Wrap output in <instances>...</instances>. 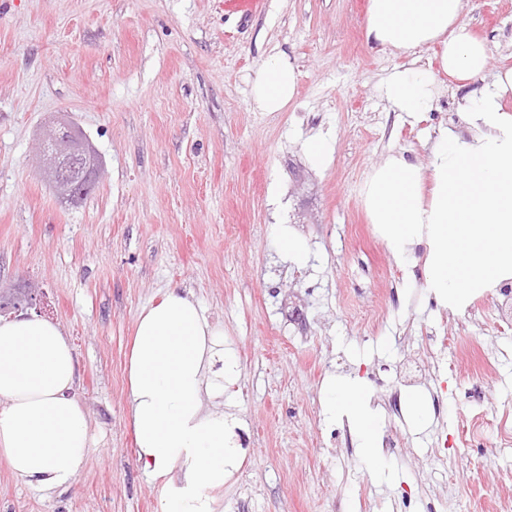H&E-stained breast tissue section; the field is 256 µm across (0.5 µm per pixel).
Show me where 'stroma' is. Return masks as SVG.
I'll list each match as a JSON object with an SVG mask.
<instances>
[{
    "mask_svg": "<svg viewBox=\"0 0 512 512\" xmlns=\"http://www.w3.org/2000/svg\"><path fill=\"white\" fill-rule=\"evenodd\" d=\"M367 5L270 0L242 26L216 0H0V295L36 284L34 302L6 314L69 336L91 436L63 492L37 493L0 463V512H161L163 484L136 458L125 361L140 311L173 286L193 292L238 365L224 409L248 439L217 492L224 512H330L338 501L351 512H512V446L491 429L458 443L473 417L512 416V315L469 320L505 299L440 305L423 247L394 258L361 198L388 154L426 167L438 128L467 130L457 83L436 48L420 49L437 105L416 119L392 111L380 87L408 59L366 42ZM463 20L487 42L490 70L512 67V0H466ZM276 53L296 94L265 113L252 81ZM63 114L103 165L76 206L33 160ZM316 134L331 141L324 166L304 149ZM283 226L307 241L305 264L284 260ZM431 334L461 345L431 357ZM485 356L490 374L473 378ZM334 379L368 391L384 442L376 466L324 411ZM392 392L422 394L428 422L391 408Z\"/></svg>",
    "mask_w": 512,
    "mask_h": 512,
    "instance_id": "1",
    "label": "stroma"
}]
</instances>
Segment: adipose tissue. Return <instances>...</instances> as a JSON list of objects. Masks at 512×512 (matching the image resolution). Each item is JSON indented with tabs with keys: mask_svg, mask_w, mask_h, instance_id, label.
I'll list each match as a JSON object with an SVG mask.
<instances>
[{
	"mask_svg": "<svg viewBox=\"0 0 512 512\" xmlns=\"http://www.w3.org/2000/svg\"><path fill=\"white\" fill-rule=\"evenodd\" d=\"M464 8L465 0H368L364 36L398 56L438 47L441 70L468 85L488 73L490 49L463 22ZM491 76L458 101L469 134L438 129L427 169L387 155L362 190L394 257L426 245V284L451 310L512 280V68ZM295 91L284 55L262 62L252 85L257 109L282 111ZM381 92L412 118L434 103L427 76L412 65L389 74ZM126 372L137 459L164 483L162 512H221L215 491L244 445L240 422L223 405L224 383L237 373L223 332L190 293L167 289L137 318ZM75 384L74 347L59 326L0 318V461L35 491L69 488L85 463L90 432ZM328 392L329 414L351 419L365 456L377 459L364 386L332 383ZM207 398L214 408L204 407Z\"/></svg>",
	"mask_w": 512,
	"mask_h": 512,
	"instance_id": "obj_1",
	"label": "adipose tissue"
}]
</instances>
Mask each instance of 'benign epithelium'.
<instances>
[{
    "mask_svg": "<svg viewBox=\"0 0 512 512\" xmlns=\"http://www.w3.org/2000/svg\"><path fill=\"white\" fill-rule=\"evenodd\" d=\"M43 157V175L63 200H77L93 184L99 156L82 131L67 119L58 118L49 126Z\"/></svg>",
    "mask_w": 512,
    "mask_h": 512,
    "instance_id": "benign-epithelium-1",
    "label": "benign epithelium"
}]
</instances>
